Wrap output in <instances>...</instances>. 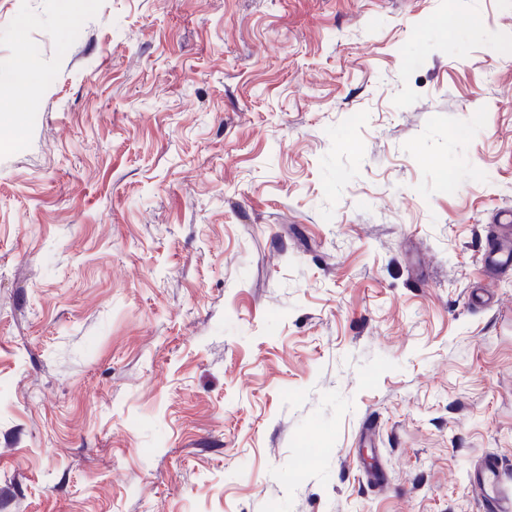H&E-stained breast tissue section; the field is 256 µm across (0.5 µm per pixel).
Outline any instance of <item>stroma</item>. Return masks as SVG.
Wrapping results in <instances>:
<instances>
[{"instance_id":"stroma-1","label":"stroma","mask_w":512,"mask_h":512,"mask_svg":"<svg viewBox=\"0 0 512 512\" xmlns=\"http://www.w3.org/2000/svg\"><path fill=\"white\" fill-rule=\"evenodd\" d=\"M0 512L512 493V0H0ZM499 218L508 227V233L495 238L494 246L484 252L485 267L491 274L512 266V209L501 211ZM499 469L493 459L485 460L480 466V477L476 483V491L494 498V507L498 512H510L512 510V498L500 495L497 492Z\"/></svg>"}]
</instances>
